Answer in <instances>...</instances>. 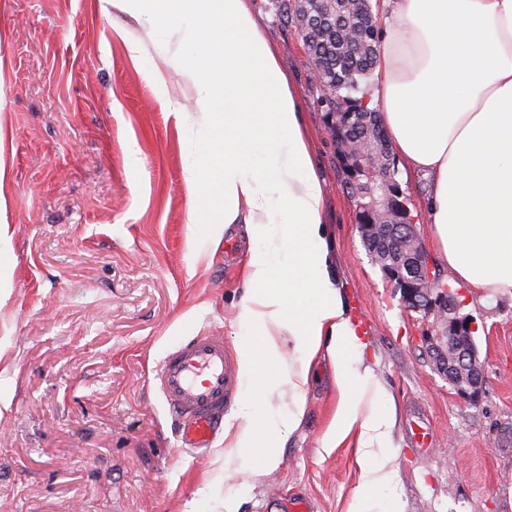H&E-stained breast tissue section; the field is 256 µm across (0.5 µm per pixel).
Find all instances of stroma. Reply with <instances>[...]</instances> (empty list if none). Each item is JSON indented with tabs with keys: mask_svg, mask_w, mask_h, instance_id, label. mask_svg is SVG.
Listing matches in <instances>:
<instances>
[{
	"mask_svg": "<svg viewBox=\"0 0 512 512\" xmlns=\"http://www.w3.org/2000/svg\"><path fill=\"white\" fill-rule=\"evenodd\" d=\"M246 5L298 91L340 282L366 360L397 404L395 491L407 512H512V295L486 304L453 279L428 224L427 182L398 168L427 261L474 329L484 387L469 401L435 368L430 342L446 325L404 307L366 248L296 29L272 0ZM0 30L14 171L0 265V512H210L227 493L239 512H289L297 498L311 512H347L357 439L318 452L337 401L330 365L311 380L281 465L263 477L225 478L223 440L178 448L153 383L183 337L211 330L235 346L250 255L240 224L215 255L186 246L197 130L176 127L160 101L194 115L196 90L172 65L191 44L155 40L125 14L104 16L96 0H0ZM154 66L159 87L148 79Z\"/></svg>",
	"mask_w": 512,
	"mask_h": 512,
	"instance_id": "1",
	"label": "stroma"
}]
</instances>
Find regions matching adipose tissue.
I'll use <instances>...</instances> for the list:
<instances>
[{
	"label": "adipose tissue",
	"mask_w": 512,
	"mask_h": 512,
	"mask_svg": "<svg viewBox=\"0 0 512 512\" xmlns=\"http://www.w3.org/2000/svg\"><path fill=\"white\" fill-rule=\"evenodd\" d=\"M379 62L368 108L392 150L428 176L427 217L452 276L483 300L512 292V0H378ZM193 42L174 68L197 89L200 134L188 168L193 255L215 253L241 222L254 244L236 322L245 386L224 422V472L266 475L298 429L320 357L337 402L320 439L357 437L360 481L348 512H406L393 486L397 408L365 360L339 283L321 181L298 95L245 0H97ZM292 362H284L285 352ZM287 415L274 417L275 400ZM386 498H379L380 490Z\"/></svg>",
	"instance_id": "ef3b65f1"
}]
</instances>
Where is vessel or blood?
Instances as JSON below:
<instances>
[{"label": "vessel or blood", "instance_id": "vessel-or-blood-1", "mask_svg": "<svg viewBox=\"0 0 512 512\" xmlns=\"http://www.w3.org/2000/svg\"><path fill=\"white\" fill-rule=\"evenodd\" d=\"M155 383L175 418L180 446L211 447L239 388L223 337L201 331L179 341L161 359Z\"/></svg>", "mask_w": 512, "mask_h": 512}]
</instances>
